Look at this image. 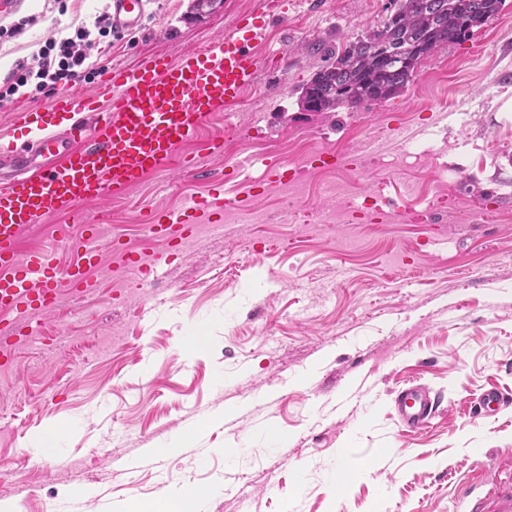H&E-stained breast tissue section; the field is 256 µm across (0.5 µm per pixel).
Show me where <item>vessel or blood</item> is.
I'll list each match as a JSON object with an SVG mask.
<instances>
[{
  "label": "vessel or blood",
  "mask_w": 512,
  "mask_h": 512,
  "mask_svg": "<svg viewBox=\"0 0 512 512\" xmlns=\"http://www.w3.org/2000/svg\"><path fill=\"white\" fill-rule=\"evenodd\" d=\"M283 0H263L239 18L235 26L202 48L179 59L157 54L132 67H114L101 76L94 93L72 88L57 93L48 105L22 103L13 107L12 139L0 143V165L13 174L0 187V310L13 318L0 325V352L8 353L22 337L38 335L40 320L64 296L90 292L86 269L98 265L104 252L122 255L124 269L150 273L165 264V255L147 256L123 251L120 242H102L100 225L87 223L89 207L121 195L146 174L170 175L194 170L195 155L181 146L198 140L213 113L236 105L254 84L259 61L253 45L270 18L281 15ZM148 0H111L112 29L126 34L141 30ZM45 152L47 161L24 160L25 145ZM249 161L233 165L213 194L189 201L178 210L154 213L148 231L165 241L186 242L201 225L222 227L225 211L246 210V194L255 188L246 172ZM68 212L84 223V237L74 240L77 261L59 267L45 251H27L21 231L42 218ZM404 431H418L440 417L441 401L421 383L402 387L393 400ZM484 415L494 416L512 405V395L497 389L477 399ZM496 473L483 469L456 503L458 512H484L476 486H488Z\"/></svg>",
  "instance_id": "vessel-or-blood-1"
}]
</instances>
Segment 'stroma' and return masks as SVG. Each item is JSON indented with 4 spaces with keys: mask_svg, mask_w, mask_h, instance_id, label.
I'll return each instance as SVG.
<instances>
[{
    "mask_svg": "<svg viewBox=\"0 0 512 512\" xmlns=\"http://www.w3.org/2000/svg\"><path fill=\"white\" fill-rule=\"evenodd\" d=\"M260 0H152L143 30L115 40L110 65L179 58L232 28ZM104 0L66 14L19 0L43 20L6 47L0 68ZM389 0H287L255 46V84L202 130L224 158L174 180L147 175L109 199L104 235L140 252L160 245L150 212L206 193L226 165L304 169L298 183L249 198L250 221L201 227L150 275L100 271L98 290L68 296L57 348L28 345L0 370V503L17 512H137L170 489L204 493L203 512H452L479 467L512 471V407L471 413L489 388L512 393V0L467 40L422 59L398 96L328 120L297 106L324 49L388 16ZM406 126L420 155L391 137ZM335 164L313 168V155ZM444 211H432L438 196ZM383 218H375L374 205ZM62 216L22 232L56 243ZM205 351L190 348L192 328ZM448 409L407 434L392 399L408 381ZM62 435L52 456L40 431ZM175 444L163 468L150 448ZM347 462L356 475L338 484ZM138 470H128V463Z\"/></svg>",
    "mask_w": 512,
    "mask_h": 512,
    "instance_id": "1",
    "label": "stroma"
}]
</instances>
